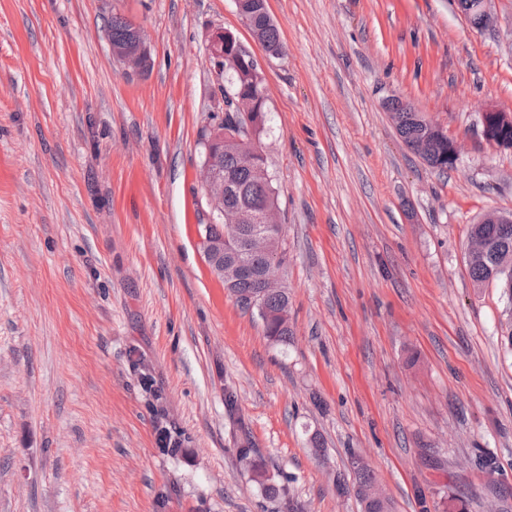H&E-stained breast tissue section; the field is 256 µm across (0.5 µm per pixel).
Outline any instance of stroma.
Returning a JSON list of instances; mask_svg holds the SVG:
<instances>
[{"mask_svg":"<svg viewBox=\"0 0 512 512\" xmlns=\"http://www.w3.org/2000/svg\"><path fill=\"white\" fill-rule=\"evenodd\" d=\"M491 9L479 31L456 0H268L273 56L234 0H0V512H157L162 491L164 512H277L246 438L303 512H361L336 491L357 453L393 512H512V303L466 259L469 225L512 214V149L482 137L489 106L512 112V0ZM115 14L142 26L146 70L114 59ZM219 28L266 92L285 346L197 234ZM391 98L459 139L454 169L404 144ZM140 357L192 438L179 458L156 448Z\"/></svg>","mask_w":512,"mask_h":512,"instance_id":"stroma-1","label":"stroma"}]
</instances>
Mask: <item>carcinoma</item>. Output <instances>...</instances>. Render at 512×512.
Here are the masks:
<instances>
[{"instance_id": "obj_1", "label": "carcinoma", "mask_w": 512, "mask_h": 512, "mask_svg": "<svg viewBox=\"0 0 512 512\" xmlns=\"http://www.w3.org/2000/svg\"><path fill=\"white\" fill-rule=\"evenodd\" d=\"M241 13L245 25L268 52L283 53V41L279 30L273 24L264 5L258 0H242ZM134 24L120 16H113L107 21L108 35L114 45L130 42ZM225 58L232 59L227 70L228 84L224 87V104L226 106L224 122L218 129L226 130L224 134V211L230 215L244 213L251 217V223H258L259 216L268 208L278 204V194L263 155L256 156L254 164L248 166L241 156L250 152L251 144L244 139H237L231 134L237 126L250 127L254 140H259L266 123V106L264 86L260 80L257 64L247 53L237 48L235 41L224 46ZM391 118L397 133L412 150L424 145L423 160L428 166L444 171L453 167L448 160V139L434 132L426 133L427 120L410 105L399 100L390 103ZM207 235L212 240H224V258L230 257L238 250L237 232L229 229L227 224L207 225ZM467 262L469 275L476 287L488 282L493 265L503 266L495 279L504 288L512 278V223L511 224H471L467 230ZM226 288L244 310L251 308L249 299L259 288V282L252 276H242L233 282H224ZM288 292L270 294L264 297L256 307L264 326L265 335L279 345H288L293 332L285 325L284 314L288 313ZM143 392L151 399L156 422L164 428L156 430L159 451L170 458H176L185 452V443L189 442L185 432L173 420L169 419L164 408L165 395L163 387L153 377L141 376ZM239 461L252 473L253 480L264 495L279 502L281 512H298L294 499L287 494L286 488L278 483L255 458V451L246 441L236 449ZM349 470L353 474L352 486L345 480H337L339 493L354 490L361 512H392L390 501L376 504L370 499V492L376 485V477L371 468L356 455L350 457Z\"/></svg>"}]
</instances>
